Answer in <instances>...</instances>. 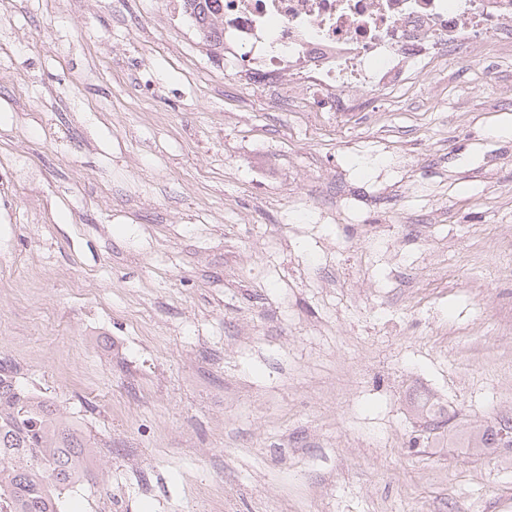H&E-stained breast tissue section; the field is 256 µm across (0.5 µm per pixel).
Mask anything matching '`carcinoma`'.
Listing matches in <instances>:
<instances>
[{
    "instance_id": "obj_1",
    "label": "carcinoma",
    "mask_w": 512,
    "mask_h": 512,
    "mask_svg": "<svg viewBox=\"0 0 512 512\" xmlns=\"http://www.w3.org/2000/svg\"><path fill=\"white\" fill-rule=\"evenodd\" d=\"M15 374L0 358V512H64L65 491L90 478L94 449ZM473 447L511 448L512 417L477 434Z\"/></svg>"
}]
</instances>
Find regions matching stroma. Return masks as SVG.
I'll return each instance as SVG.
<instances>
[{
  "label": "stroma",
  "mask_w": 512,
  "mask_h": 512,
  "mask_svg": "<svg viewBox=\"0 0 512 512\" xmlns=\"http://www.w3.org/2000/svg\"><path fill=\"white\" fill-rule=\"evenodd\" d=\"M0 357L67 512H512V52L284 112L182 0H0ZM512 416L498 427L484 429L473 438V448H511Z\"/></svg>",
  "instance_id": "stroma-1"
}]
</instances>
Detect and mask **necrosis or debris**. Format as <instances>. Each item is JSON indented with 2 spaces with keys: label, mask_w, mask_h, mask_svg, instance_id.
<instances>
[{
  "label": "necrosis or debris",
  "mask_w": 512,
  "mask_h": 512,
  "mask_svg": "<svg viewBox=\"0 0 512 512\" xmlns=\"http://www.w3.org/2000/svg\"><path fill=\"white\" fill-rule=\"evenodd\" d=\"M224 57L257 71L282 106L345 112L415 62L458 43L512 46V0H221Z\"/></svg>",
  "instance_id": "obj_1"
}]
</instances>
